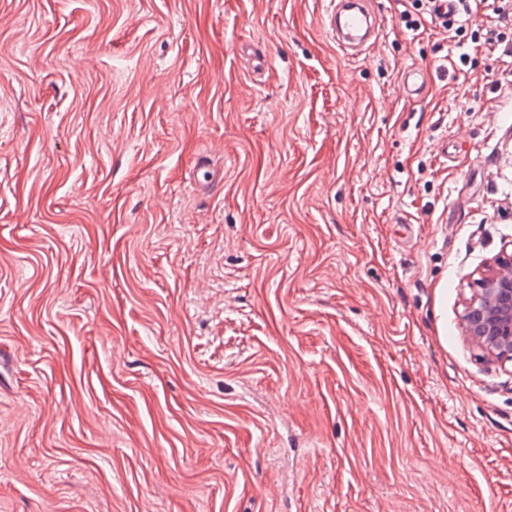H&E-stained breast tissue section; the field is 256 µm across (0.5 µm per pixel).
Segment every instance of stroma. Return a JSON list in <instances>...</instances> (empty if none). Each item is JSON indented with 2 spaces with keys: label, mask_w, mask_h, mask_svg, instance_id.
Instances as JSON below:
<instances>
[{
  "label": "stroma",
  "mask_w": 512,
  "mask_h": 512,
  "mask_svg": "<svg viewBox=\"0 0 512 512\" xmlns=\"http://www.w3.org/2000/svg\"><path fill=\"white\" fill-rule=\"evenodd\" d=\"M370 2L0 0V512H512V58ZM328 25L336 43L349 55H358L377 37L378 22L366 0H331ZM473 275L463 335L491 362H512V256L485 262Z\"/></svg>",
  "instance_id": "obj_1"
}]
</instances>
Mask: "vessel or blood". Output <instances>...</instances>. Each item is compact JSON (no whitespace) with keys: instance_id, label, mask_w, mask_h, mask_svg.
I'll list each match as a JSON object with an SVG mask.
<instances>
[{"instance_id":"vessel-or-blood-1","label":"vessel or blood","mask_w":512,"mask_h":512,"mask_svg":"<svg viewBox=\"0 0 512 512\" xmlns=\"http://www.w3.org/2000/svg\"><path fill=\"white\" fill-rule=\"evenodd\" d=\"M327 19L337 44L350 55L362 52L378 34L369 0H334Z\"/></svg>"}]
</instances>
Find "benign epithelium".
<instances>
[{
  "mask_svg": "<svg viewBox=\"0 0 512 512\" xmlns=\"http://www.w3.org/2000/svg\"><path fill=\"white\" fill-rule=\"evenodd\" d=\"M462 317L463 335L491 362H512V256L485 262Z\"/></svg>",
  "mask_w": 512,
  "mask_h": 512,
  "instance_id": "benign-epithelium-1",
  "label": "benign epithelium"
}]
</instances>
